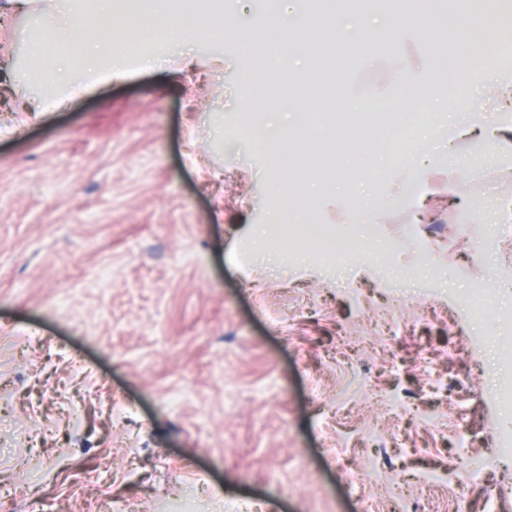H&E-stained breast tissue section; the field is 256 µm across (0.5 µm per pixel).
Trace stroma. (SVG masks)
<instances>
[{"mask_svg": "<svg viewBox=\"0 0 512 512\" xmlns=\"http://www.w3.org/2000/svg\"><path fill=\"white\" fill-rule=\"evenodd\" d=\"M0 31V494L43 512H387L394 482L418 512H512L494 384L512 386V121L454 130L416 168L383 147L397 113L361 129L305 104L283 180L236 136L247 68L275 60L209 40L167 70L132 66L50 112L33 11ZM424 43L376 54L378 100ZM344 166L337 182L317 164ZM382 172L372 181V169ZM308 169L300 221L348 234V252L262 260L285 177ZM424 187L409 209L397 199ZM493 224L489 247L468 226ZM492 290L494 319L459 294ZM360 359L348 371L342 352ZM403 398L400 415L382 394ZM394 465L375 472L373 431ZM364 477L351 489L347 469Z\"/></svg>", "mask_w": 512, "mask_h": 512, "instance_id": "35a3bbf8", "label": "stroma"}]
</instances>
